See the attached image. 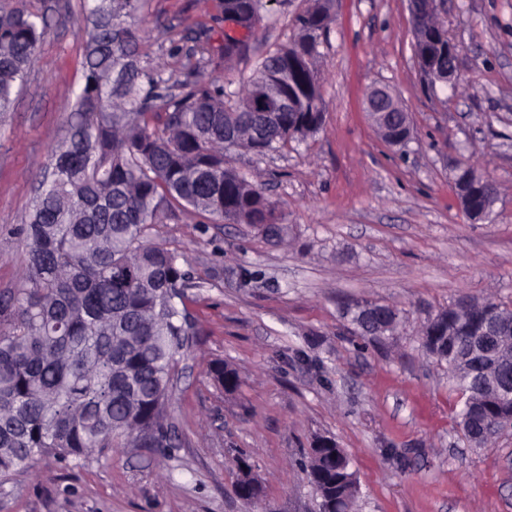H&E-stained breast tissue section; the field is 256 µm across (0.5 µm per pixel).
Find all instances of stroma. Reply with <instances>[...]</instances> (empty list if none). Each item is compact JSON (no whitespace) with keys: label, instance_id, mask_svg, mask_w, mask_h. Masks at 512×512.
<instances>
[{"label":"stroma","instance_id":"1","mask_svg":"<svg viewBox=\"0 0 512 512\" xmlns=\"http://www.w3.org/2000/svg\"><path fill=\"white\" fill-rule=\"evenodd\" d=\"M218 0H148L144 59L180 73L198 23L222 33ZM314 0H268L233 70L255 66L297 32ZM46 15L49 28L12 112L0 119V300L23 287L21 220L83 84L82 0H0ZM317 68L324 124L264 155L230 151L285 216L282 239L193 211L156 225L184 255L196 331L172 374L179 446L119 447L50 459L0 478V512H318L302 464L315 441L344 448L354 512H512V429L479 448L456 426L445 367L426 352L427 318L462 300L512 303V0H447L457 85L430 82L412 47L407 0H330ZM411 118L402 146L364 108L375 86ZM472 160L497 184L489 219L471 220L455 185ZM388 305L400 324L362 332L351 312ZM235 369L228 391L214 362ZM263 504L235 492V458Z\"/></svg>","mask_w":512,"mask_h":512}]
</instances>
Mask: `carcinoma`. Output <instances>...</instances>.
<instances>
[{
    "label": "carcinoma",
    "instance_id": "obj_1",
    "mask_svg": "<svg viewBox=\"0 0 512 512\" xmlns=\"http://www.w3.org/2000/svg\"><path fill=\"white\" fill-rule=\"evenodd\" d=\"M144 0H84V85L52 151L48 184L25 218L26 288L0 329V476L38 460L86 459L116 443L173 448L167 408L175 356L191 323L181 306L191 287L180 255L149 241L157 224L192 209L228 224H249L270 237L282 216L262 188L229 166L230 148L263 155L322 125L325 102L315 72L328 30L327 2L298 17L299 34L266 56L229 92L217 79L174 80L139 53ZM251 33L262 0H219ZM427 15L412 16L413 46L438 35ZM47 33L42 15L22 6L0 14V115ZM200 55L228 62L242 41L224 33L211 44L199 24ZM298 108L274 109L278 99ZM472 209L484 212L494 182L470 164ZM484 320L512 337V307L487 298L465 318L453 305L422 328L426 351L446 365L470 421L494 420L502 406L491 387L478 390L468 351L483 340ZM324 506H353L349 461L332 444L312 452L307 469Z\"/></svg>",
    "mask_w": 512,
    "mask_h": 512
}]
</instances>
